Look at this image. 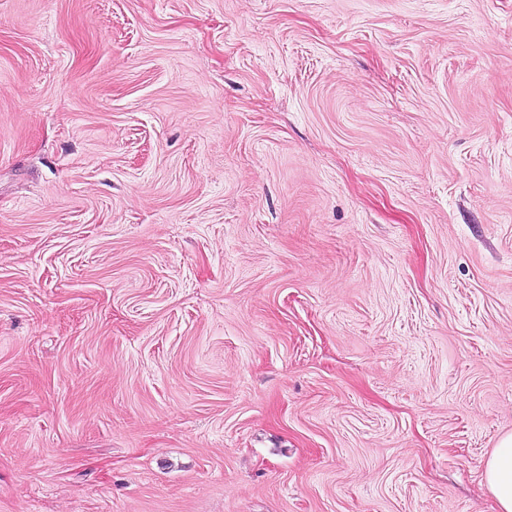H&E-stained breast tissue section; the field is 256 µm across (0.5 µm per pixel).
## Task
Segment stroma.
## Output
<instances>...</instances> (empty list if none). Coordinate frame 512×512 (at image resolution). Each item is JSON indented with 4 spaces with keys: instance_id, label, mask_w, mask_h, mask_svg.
<instances>
[{
    "instance_id": "obj_1",
    "label": "stroma",
    "mask_w": 512,
    "mask_h": 512,
    "mask_svg": "<svg viewBox=\"0 0 512 512\" xmlns=\"http://www.w3.org/2000/svg\"><path fill=\"white\" fill-rule=\"evenodd\" d=\"M512 0H0V512H496Z\"/></svg>"
}]
</instances>
